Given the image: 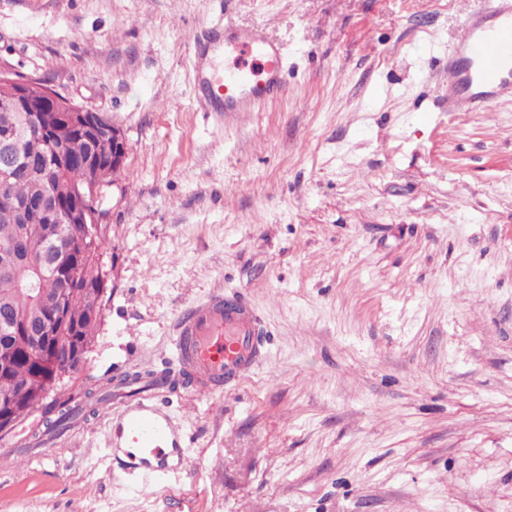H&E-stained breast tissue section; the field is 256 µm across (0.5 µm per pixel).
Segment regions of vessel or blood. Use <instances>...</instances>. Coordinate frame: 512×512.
<instances>
[{"instance_id": "1", "label": "vessel or blood", "mask_w": 512, "mask_h": 512, "mask_svg": "<svg viewBox=\"0 0 512 512\" xmlns=\"http://www.w3.org/2000/svg\"><path fill=\"white\" fill-rule=\"evenodd\" d=\"M220 49L233 57L223 70L213 59ZM192 53L202 111L250 112L285 89L283 48L262 30L217 24ZM504 97H512V0H494L489 10L464 17L448 59L447 109L477 112ZM172 343L192 389L210 395L253 372L267 337L243 296L218 289L175 315ZM168 390V382L144 380L123 403L107 436L120 472L160 483L186 470V436L166 410Z\"/></svg>"}]
</instances>
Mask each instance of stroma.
Wrapping results in <instances>:
<instances>
[{
  "instance_id": "1",
  "label": "stroma",
  "mask_w": 512,
  "mask_h": 512,
  "mask_svg": "<svg viewBox=\"0 0 512 512\" xmlns=\"http://www.w3.org/2000/svg\"><path fill=\"white\" fill-rule=\"evenodd\" d=\"M490 0H0V67L120 124L107 293L75 397L178 372L213 290L268 335L235 389L185 388L189 464L110 479L109 419L0 458V512H512V100L448 114V56ZM264 26L284 96L201 111L192 40Z\"/></svg>"
}]
</instances>
